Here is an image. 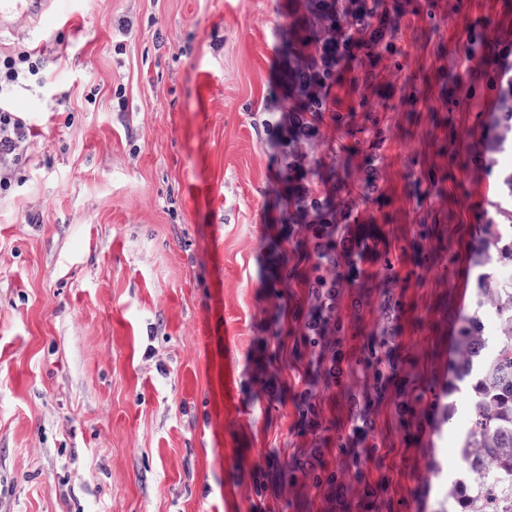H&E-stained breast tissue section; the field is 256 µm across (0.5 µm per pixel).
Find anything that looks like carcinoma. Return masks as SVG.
<instances>
[{
    "mask_svg": "<svg viewBox=\"0 0 512 512\" xmlns=\"http://www.w3.org/2000/svg\"><path fill=\"white\" fill-rule=\"evenodd\" d=\"M374 7L367 0H310L309 11L297 22V32L281 47L288 59H306L288 71L292 96L288 111L299 115L289 138L305 139L309 124L307 114L326 111L329 101L324 90L338 77V67L346 59L362 60L383 43L384 36L374 38L371 29L385 31L392 19H374ZM485 91L497 101L498 112L488 124L484 143L487 149L501 152L512 134V74L493 75ZM283 178L288 180L296 213L312 215L326 224H349L352 207L335 208L327 195L314 192L295 177V165L288 164ZM496 214L512 217V172L503 177L501 198L494 205ZM480 234L490 237L493 255L476 263L478 293L474 307L462 315L458 326L460 364L456 392L472 409L470 427L464 442L481 449V455L467 462L475 471L486 462L495 474L487 475L482 484L468 486L474 496L489 485L512 489V328L487 338L473 352H465L475 339L484 336L485 310L497 306L512 312V279L502 280L496 268L512 264V223L489 221L478 225Z\"/></svg>",
    "mask_w": 512,
    "mask_h": 512,
    "instance_id": "obj_1",
    "label": "carcinoma"
}]
</instances>
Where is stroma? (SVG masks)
<instances>
[{
  "mask_svg": "<svg viewBox=\"0 0 512 512\" xmlns=\"http://www.w3.org/2000/svg\"><path fill=\"white\" fill-rule=\"evenodd\" d=\"M382 8L395 53L341 65L301 143L319 166L304 182L339 172L334 202L357 218L327 338L362 363L338 385L302 343L312 248L274 231L292 151L280 47L304 0H59L49 28L0 32V52L52 68L0 95L30 128L0 195V512H463L458 317L512 167L479 159L496 101L470 74L499 65L470 37L512 41V0ZM267 252L288 277L264 286ZM390 348L383 383L367 361ZM296 408L304 425L312 430L318 427L319 410L309 388L296 394Z\"/></svg>",
  "mask_w": 512,
  "mask_h": 512,
  "instance_id": "35a3bbf8",
  "label": "stroma"
}]
</instances>
